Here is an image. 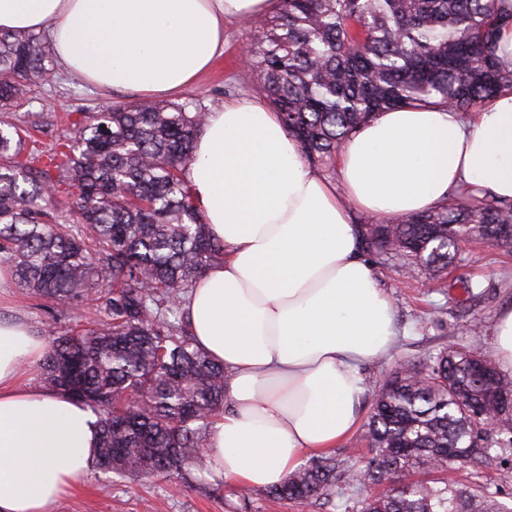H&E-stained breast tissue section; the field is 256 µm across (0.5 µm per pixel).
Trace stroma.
I'll list each match as a JSON object with an SVG mask.
<instances>
[{
    "label": "stroma",
    "mask_w": 512,
    "mask_h": 512,
    "mask_svg": "<svg viewBox=\"0 0 512 512\" xmlns=\"http://www.w3.org/2000/svg\"><path fill=\"white\" fill-rule=\"evenodd\" d=\"M250 35L249 21L228 25L224 30V54L212 70L189 87V94L224 103L226 97L253 96L265 93L255 71L241 60L240 51ZM132 92L104 93L81 83L62 72H54L33 99L17 116L32 123L35 139L50 145L52 134L68 128L69 113L82 108H104L115 101H138ZM376 280L390 296L399 329L397 343L386 358L367 368L371 389H378L389 375L406 362H419L449 348L465 345L488 351L496 316L500 309L512 305V279L503 281V274L512 276V251L505 252L485 245L466 248V274L480 280L485 293L472 309L460 303L459 289L450 285L451 274L433 278L429 271L407 277L404 268L387 260L385 255L371 253ZM21 315L33 326L42 329L47 322H56L66 329L71 320L62 305L32 296L23 288L12 287L0 297L1 315ZM480 315V332L470 329L471 315ZM457 482L479 481L489 492L501 499L512 498V463L491 461L479 465H456L448 473ZM212 477L204 480L178 481L104 474L89 470L81 483L68 489L57 512H335L334 508L301 506L278 501L266 492H251L249 499H240L235 484L224 483L221 492H209Z\"/></svg>",
    "instance_id": "obj_1"
}]
</instances>
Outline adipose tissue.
Instances as JSON below:
<instances>
[{
    "label": "adipose tissue",
    "instance_id": "adipose-tissue-1",
    "mask_svg": "<svg viewBox=\"0 0 512 512\" xmlns=\"http://www.w3.org/2000/svg\"><path fill=\"white\" fill-rule=\"evenodd\" d=\"M277 0H0V31L46 32L62 70L143 97L191 86L224 51V25ZM338 182L306 161L277 112L242 97L213 108L188 180L224 260L185 310L223 362L224 411L206 466L261 491L358 428L365 368L393 348L391 298L376 284L354 214H416L461 185L512 200V92L477 112H380L336 159ZM45 353L35 328L0 317V512H54L92 467L93 412L26 380Z\"/></svg>",
    "mask_w": 512,
    "mask_h": 512
}]
</instances>
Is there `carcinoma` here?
Instances as JSON below:
<instances>
[{
    "instance_id": "carcinoma-1",
    "label": "carcinoma",
    "mask_w": 512,
    "mask_h": 512,
    "mask_svg": "<svg viewBox=\"0 0 512 512\" xmlns=\"http://www.w3.org/2000/svg\"><path fill=\"white\" fill-rule=\"evenodd\" d=\"M512 0H281L252 22L250 65L306 161L335 171L358 128L402 105L462 113L512 91L496 43ZM50 44L34 32L0 33V266L36 297L76 310L94 297L106 316L52 337L42 385L86 405L100 439L94 467L118 475L185 479L207 472L197 452L224 410V365L199 348L185 296L224 260L197 208L187 170L205 124L203 101L114 102L77 112L72 134L29 141L15 111L51 71ZM72 200L62 219L54 199ZM512 202L461 186L442 206L361 223L364 248L407 273L459 268L480 241L512 250ZM471 304L481 284L455 278ZM512 423V379L481 352L452 348L402 364L379 389L366 424L369 457L323 456L269 494L340 512H512L477 483L451 482L468 453L512 454L488 415Z\"/></svg>"
}]
</instances>
